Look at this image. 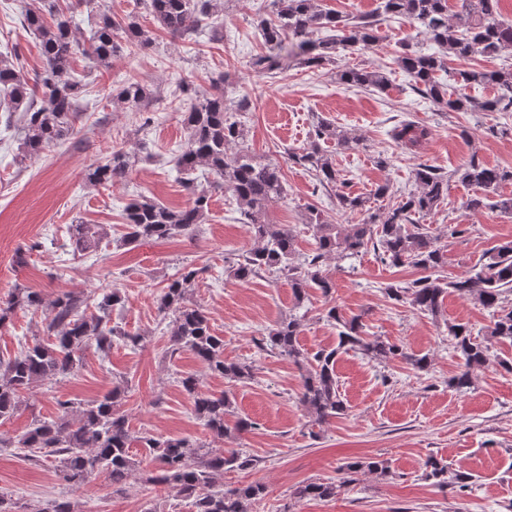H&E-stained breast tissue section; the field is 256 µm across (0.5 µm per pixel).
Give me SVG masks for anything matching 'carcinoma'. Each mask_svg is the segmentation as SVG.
<instances>
[{
	"mask_svg": "<svg viewBox=\"0 0 512 512\" xmlns=\"http://www.w3.org/2000/svg\"><path fill=\"white\" fill-rule=\"evenodd\" d=\"M459 2L460 9L452 15L448 14V0H381L374 13L342 15L320 8L318 0H270L267 16L258 23L268 53L254 58L252 66L276 75L288 68L290 59L305 67L334 64L340 52L375 43L381 22L399 19L434 45L432 53H423L409 42L400 46L396 64L409 76L413 92L444 112L478 110L512 115L511 66L459 71L447 67L449 61H471L477 55H496L512 47V23L502 19L498 0ZM20 3L24 26L39 39L44 64L30 80L0 53V110L7 113L8 126L12 117L18 116L22 158L31 160L72 133L80 119L78 99L84 84L73 76L71 67L77 42L70 7L61 4V0H42V6L36 8L28 6L27 0ZM148 6L161 29L182 38L189 34L190 23L214 19L222 3L148 0ZM327 31L331 35L315 37ZM151 43L149 31L140 25L136 15L117 19L103 13L84 54L93 64L107 68L117 54L131 53ZM336 80L349 88L369 91H382L388 84L384 72L363 67L338 66ZM469 86L490 87L494 96L477 102L461 92ZM152 96L147 85L129 79L118 90L116 100L137 108ZM248 111L250 101L245 96L232 98L221 92L190 98L183 112L188 136L177 168L192 198L178 210L145 196L133 199L124 209L123 243L156 242L196 232L210 206V197L195 189L196 171L205 169L224 181V191L236 201L241 223L248 226L256 243L233 268L238 280L248 282L262 272L275 271L288 280L298 302L307 298L311 289L327 296L334 283L323 270V262L335 255L355 256L371 245L381 262L424 272L418 279L386 288L389 298L437 318L444 296L452 292L490 313L491 324L481 341L472 337L467 325L448 324L453 349L462 360L460 372L448 379V387L467 389L473 383L474 372L494 364L512 370V361L494 351L498 343H512V302L508 299L512 294V240L484 252L463 276L449 280L440 275L445 264L443 249L414 219L436 210L448 198L447 174L432 165H418L414 173L416 191L384 209L372 206L368 197L336 193V210L362 214L359 224H334L327 212L310 208L306 225L313 231L316 248L300 260L296 257L297 235L293 228L266 220L269 206L284 197L285 185L278 164L258 158L244 145L242 124L235 116ZM310 136L309 147L292 153L293 163L313 174L325 187L345 184L321 142L333 139L339 150H356L360 137L321 118L313 124ZM428 136L426 127L409 120H402L391 129L394 144L410 151ZM129 167L128 152L114 146L86 167L85 181L93 186L109 185L124 179ZM454 175L459 182L480 190L464 202L468 211L476 213L488 207L512 215V193L503 192L504 186L512 185V167H490L474 153ZM104 235V228L94 224H73L71 246L78 252L93 251ZM203 271L202 267L185 266L163 288L159 310L173 317L171 351L190 352L212 374L224 379L250 382L254 380L253 366L246 361L224 359V337L214 332L207 312L190 300V291ZM122 301L118 289L104 291L95 300V312L88 315L82 310L84 300L71 292L46 303L40 293L15 286L0 302V325L17 310H41L45 312L48 340L34 341L6 362L0 359V422L16 414L22 393L79 369L87 349L107 352L116 337L140 345L142 337L110 325L112 306ZM327 319L338 329V348L329 351L302 353L297 343L299 323L292 318L268 332L271 349L304 365L299 402L315 424L346 412L335 371L339 350L359 352L381 363L400 359L417 371L430 366L426 355L409 354L396 344L366 335L360 315L347 317L333 306L327 311ZM182 385L191 395L196 417L211 434L222 437L252 428V422L242 418L229 424L228 417L234 411L228 392L202 394L196 390L192 377L184 378ZM124 394V390L115 387L86 403L61 402L56 418L36 419L15 438L0 434V447L28 450L36 466L47 457L54 458L58 462L57 477L68 485L80 487L92 476L104 474L112 486L120 487L141 464L132 451L137 443L142 457L159 464V473L151 481L191 500L194 512H248L252 502L265 496L266 488L261 483H219L226 471L255 467L257 460L252 455L240 451L226 454L189 438L134 435L128 415L121 411ZM365 472L385 476L390 470L384 460H352L342 466L341 482L354 483ZM423 477L438 486L461 490L472 482L467 473L451 471L433 457L426 461ZM336 488L334 482L303 483L292 496L298 500L327 499L336 495Z\"/></svg>",
	"mask_w": 512,
	"mask_h": 512,
	"instance_id": "carcinoma-1",
	"label": "carcinoma"
}]
</instances>
